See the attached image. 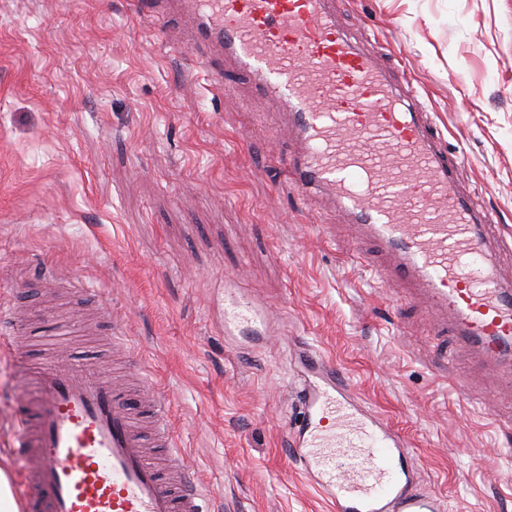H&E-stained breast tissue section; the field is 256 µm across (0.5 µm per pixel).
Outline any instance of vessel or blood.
Instances as JSON below:
<instances>
[{"mask_svg":"<svg viewBox=\"0 0 512 512\" xmlns=\"http://www.w3.org/2000/svg\"><path fill=\"white\" fill-rule=\"evenodd\" d=\"M332 0H136L165 23L172 6L191 14L189 46H220L277 99L298 131L286 173L305 193L328 192L393 261L377 283L401 280L448 313L458 336L512 378V289L503 284L483 229L486 217L457 188L455 165L410 97L336 19ZM248 293L224 327L261 325ZM300 419L291 447L306 480L336 512H445L411 488L405 440L355 401L349 381L305 352ZM17 493L25 512H206L192 473L171 486L149 461L154 441L181 456L168 409L154 398L145 438L131 397L110 370L47 362L14 391Z\"/></svg>","mask_w":512,"mask_h":512,"instance_id":"1","label":"vessel or blood"}]
</instances>
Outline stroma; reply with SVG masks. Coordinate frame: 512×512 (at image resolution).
<instances>
[{"label":"stroma","mask_w":512,"mask_h":512,"mask_svg":"<svg viewBox=\"0 0 512 512\" xmlns=\"http://www.w3.org/2000/svg\"><path fill=\"white\" fill-rule=\"evenodd\" d=\"M336 15L420 94L512 273V0H336ZM191 27H155L133 0H0V281L37 296L27 358L109 306L62 356L111 363L120 326L183 451L167 464L192 462L209 512H332L287 438L308 345L404 437L417 489L446 512H512V393L415 291L372 281L375 246L282 170L279 106L229 68L213 90ZM242 290L269 309L263 339L224 336ZM22 381L0 366L8 474Z\"/></svg>","instance_id":"obj_1"}]
</instances>
